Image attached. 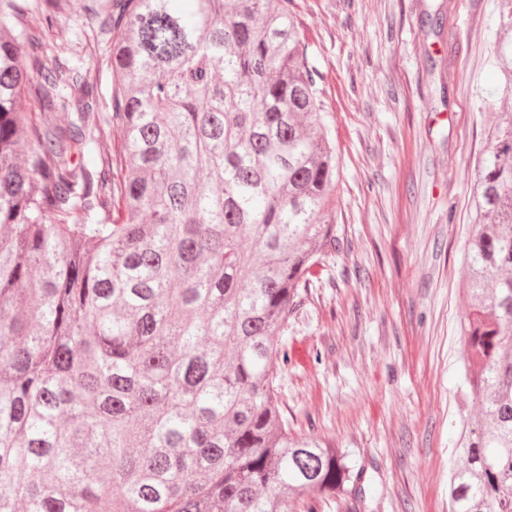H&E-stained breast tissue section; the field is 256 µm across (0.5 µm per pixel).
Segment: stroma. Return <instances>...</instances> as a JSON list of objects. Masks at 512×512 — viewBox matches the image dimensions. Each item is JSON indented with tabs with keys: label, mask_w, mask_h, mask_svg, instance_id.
Masks as SVG:
<instances>
[{
	"label": "stroma",
	"mask_w": 512,
	"mask_h": 512,
	"mask_svg": "<svg viewBox=\"0 0 512 512\" xmlns=\"http://www.w3.org/2000/svg\"><path fill=\"white\" fill-rule=\"evenodd\" d=\"M29 3L26 25L94 84L90 111H110L107 0ZM497 5L289 0L336 145L339 243L288 317L280 400L293 433L333 441L362 473L361 495L300 512H448L476 161L512 112L495 92Z\"/></svg>",
	"instance_id": "1"
}]
</instances>
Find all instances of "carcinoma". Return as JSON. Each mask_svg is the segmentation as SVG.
Instances as JSON below:
<instances>
[{"label": "carcinoma", "mask_w": 512, "mask_h": 512, "mask_svg": "<svg viewBox=\"0 0 512 512\" xmlns=\"http://www.w3.org/2000/svg\"><path fill=\"white\" fill-rule=\"evenodd\" d=\"M174 2L109 0L113 177L73 165L96 143L84 104L22 107L32 72L59 93L85 79L6 26L27 0H0V512H295L361 480L291 432L278 392L288 316L338 243L288 0ZM498 26L508 102L512 0ZM487 137L448 512H512V112Z\"/></svg>", "instance_id": "obj_1"}]
</instances>
